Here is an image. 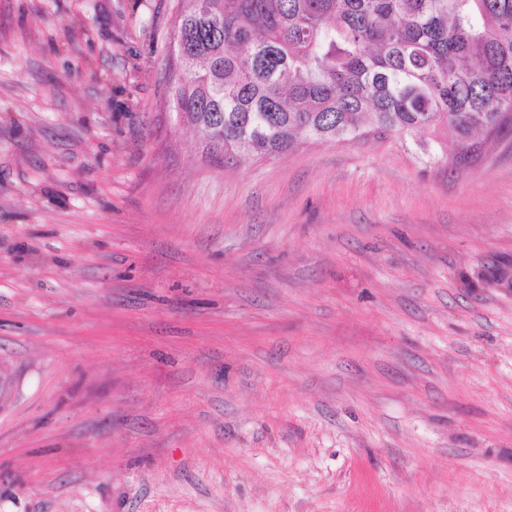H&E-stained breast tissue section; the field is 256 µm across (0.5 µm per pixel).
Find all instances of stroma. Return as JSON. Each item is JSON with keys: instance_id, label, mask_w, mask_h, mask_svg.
I'll return each instance as SVG.
<instances>
[{"instance_id": "1", "label": "stroma", "mask_w": 512, "mask_h": 512, "mask_svg": "<svg viewBox=\"0 0 512 512\" xmlns=\"http://www.w3.org/2000/svg\"><path fill=\"white\" fill-rule=\"evenodd\" d=\"M178 0H0V512H512V131L214 159Z\"/></svg>"}]
</instances>
